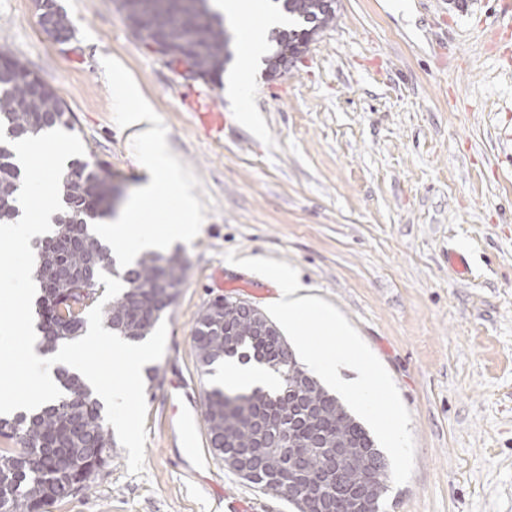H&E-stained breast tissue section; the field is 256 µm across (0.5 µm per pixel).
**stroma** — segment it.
I'll return each mask as SVG.
<instances>
[{"instance_id": "1", "label": "stroma", "mask_w": 512, "mask_h": 512, "mask_svg": "<svg viewBox=\"0 0 512 512\" xmlns=\"http://www.w3.org/2000/svg\"><path fill=\"white\" fill-rule=\"evenodd\" d=\"M505 0H339L337 18L277 77L252 71L242 104L222 80H187L150 51L115 0H57L72 35L38 23L36 0H0V56L19 59L73 112L71 158L100 161L137 197L145 175L112 87L122 64L166 130L188 179L200 233L182 244L185 281L149 336L155 381L128 382L111 349L85 352L103 388L130 402L106 421L112 462L90 492L51 512H295L213 461L188 473L169 427L178 377L203 401L191 333L224 295L266 309L272 280L237 267L264 257L296 267L310 296L338 308L391 375L411 414L409 482L389 485L381 512H512V33ZM224 128L207 129L196 96ZM472 272L448 269V249ZM0 310L12 309L26 255L0 246ZM234 253L228 263L226 253ZM26 324L0 340V398L23 399Z\"/></svg>"}]
</instances>
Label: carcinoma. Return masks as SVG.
<instances>
[{
  "label": "carcinoma",
  "instance_id": "obj_1",
  "mask_svg": "<svg viewBox=\"0 0 512 512\" xmlns=\"http://www.w3.org/2000/svg\"><path fill=\"white\" fill-rule=\"evenodd\" d=\"M210 0H118L139 38L185 62L202 79L224 72V17ZM298 26L273 37L279 47L270 63L276 76L288 59L303 53L336 18V0H283ZM33 74L18 60L0 73V224L11 223L26 178L15 146L58 127H69L65 104L47 85L32 89ZM111 183L100 164L75 161L62 181L67 211L37 255L41 296L36 314L42 346L53 352L86 331L85 313L97 305L112 277L121 292L104 309L113 335L139 342L151 335L172 305L185 278L180 252H146L134 266H115L103 237L89 221L112 207ZM81 289L88 302L74 308ZM204 374L226 357L254 359L280 377L275 391L213 387L204 402L203 423L214 455L241 479L296 506L298 512H380L388 491L390 462L370 432L339 397L305 370L273 321L254 327L252 316L227 297L212 300L191 333ZM0 437L16 450L0 451V506L4 512H50L69 487L88 491L95 474L109 465L115 441L103 406L78 376L63 379L52 406L30 415L0 416ZM371 472L377 491L360 494L362 474Z\"/></svg>",
  "mask_w": 512,
  "mask_h": 512
}]
</instances>
